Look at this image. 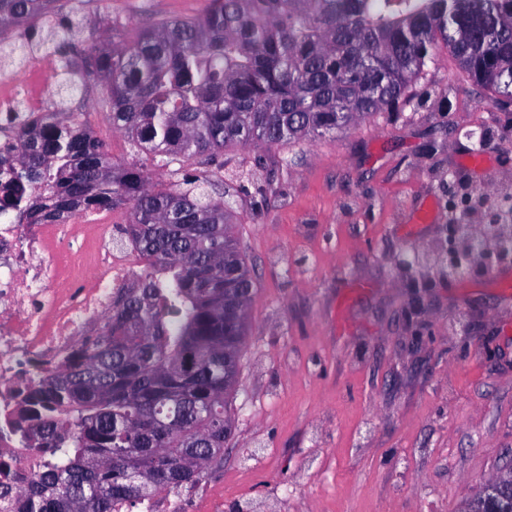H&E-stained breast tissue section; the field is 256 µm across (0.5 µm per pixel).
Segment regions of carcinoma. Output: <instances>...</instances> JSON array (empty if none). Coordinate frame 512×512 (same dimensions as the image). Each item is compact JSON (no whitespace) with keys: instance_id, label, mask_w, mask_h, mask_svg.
I'll list each match as a JSON object with an SVG mask.
<instances>
[{"instance_id":"cac0c4a2","label":"carcinoma","mask_w":512,"mask_h":512,"mask_svg":"<svg viewBox=\"0 0 512 512\" xmlns=\"http://www.w3.org/2000/svg\"><path fill=\"white\" fill-rule=\"evenodd\" d=\"M79 5L0 0L4 48L56 45L48 110L0 123V215L60 224L126 210L119 240L147 262L112 297L89 342L19 388L0 432L33 449L30 475L0 465V512H133L165 493L172 512L224 457L253 282L212 197L224 148L295 144L395 112L443 45L492 96L512 99V0H210L196 17L154 21L119 41L65 44ZM85 62L104 85L105 120L166 170L113 159L91 113L69 111ZM204 166L190 174L185 164Z\"/></svg>"}]
</instances>
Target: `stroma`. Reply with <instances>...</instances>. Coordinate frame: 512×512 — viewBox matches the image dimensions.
Masks as SVG:
<instances>
[{"label":"stroma","instance_id":"35a3bbf8","mask_svg":"<svg viewBox=\"0 0 512 512\" xmlns=\"http://www.w3.org/2000/svg\"><path fill=\"white\" fill-rule=\"evenodd\" d=\"M209 0H84V37H130ZM482 154L487 164L466 160ZM253 168L232 231L255 294L234 430L181 512H467L512 465V300L482 260L436 271L463 197H512V103L442 48L410 104L290 146L237 145ZM414 252L427 279L395 259Z\"/></svg>","mask_w":512,"mask_h":512}]
</instances>
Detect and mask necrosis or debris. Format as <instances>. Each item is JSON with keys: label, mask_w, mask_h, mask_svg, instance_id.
<instances>
[{"label": "necrosis or debris", "mask_w": 512, "mask_h": 512, "mask_svg": "<svg viewBox=\"0 0 512 512\" xmlns=\"http://www.w3.org/2000/svg\"><path fill=\"white\" fill-rule=\"evenodd\" d=\"M27 73L0 71V112L17 104L42 112L48 97V64L29 57ZM145 265L140 252L114 244L100 219L81 216L63 224L0 225V406L14 404L28 362H56L94 334L112 294Z\"/></svg>", "instance_id": "4bbe7bcc"}]
</instances>
